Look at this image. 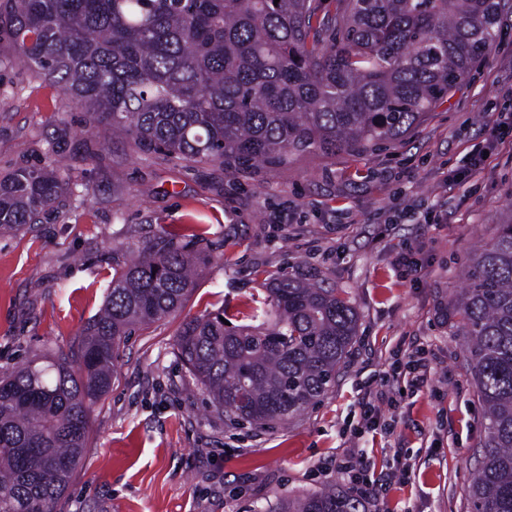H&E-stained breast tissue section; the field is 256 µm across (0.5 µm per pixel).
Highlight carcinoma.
<instances>
[{"mask_svg":"<svg viewBox=\"0 0 512 512\" xmlns=\"http://www.w3.org/2000/svg\"><path fill=\"white\" fill-rule=\"evenodd\" d=\"M509 0H4L14 59L146 151L250 168L401 138L485 57ZM53 159L0 179V230L45 217L68 189ZM179 228L125 253L74 360L0 378V512H56L117 378L126 337L178 311L204 263ZM465 347L485 407L475 512H512V221L466 267ZM184 321L176 354L211 407L286 421L335 381L358 314L334 288L284 275L252 300ZM278 512H360L342 490Z\"/></svg>","mask_w":512,"mask_h":512,"instance_id":"1","label":"carcinoma"}]
</instances>
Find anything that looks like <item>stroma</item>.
Wrapping results in <instances>:
<instances>
[{
	"instance_id": "1",
	"label": "stroma",
	"mask_w": 512,
	"mask_h": 512,
	"mask_svg": "<svg viewBox=\"0 0 512 512\" xmlns=\"http://www.w3.org/2000/svg\"><path fill=\"white\" fill-rule=\"evenodd\" d=\"M512 91V27L400 141L357 155L305 152L285 165L189 163L112 140L60 88L0 66V176L44 166L47 145L70 190L40 223L0 231V375L76 353L102 307L114 257L185 224L205 234L203 271L183 308L128 336L118 379L57 512H274L333 485L362 450L378 482L365 512H472L484 406L458 310L464 265L512 220V142L463 173ZM463 176L454 185V176ZM320 279L358 313L336 382L288 422L238 423L212 408L175 354L189 317L264 297L278 273ZM416 347L427 382L393 373ZM387 399L367 432L365 389Z\"/></svg>"
}]
</instances>
